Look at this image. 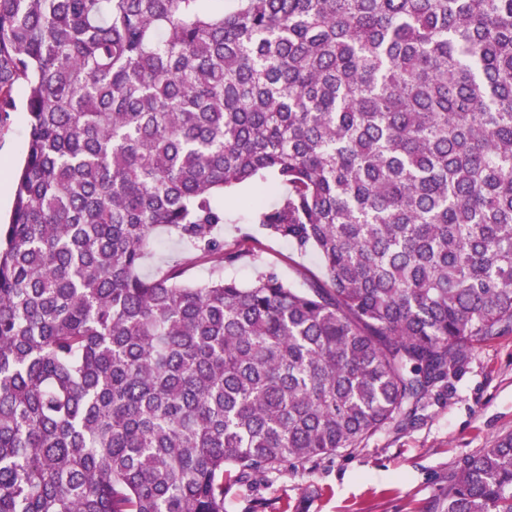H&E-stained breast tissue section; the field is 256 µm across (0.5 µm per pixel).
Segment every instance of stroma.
Here are the masks:
<instances>
[{
    "instance_id": "obj_1",
    "label": "stroma",
    "mask_w": 512,
    "mask_h": 512,
    "mask_svg": "<svg viewBox=\"0 0 512 512\" xmlns=\"http://www.w3.org/2000/svg\"><path fill=\"white\" fill-rule=\"evenodd\" d=\"M28 126L23 111L0 121V216L12 205V169L23 157ZM250 191L241 186L220 197L224 237L248 252L247 262L224 268L227 278L252 283L263 271L304 288L323 276L317 257L266 235L255 215L240 207ZM145 267L154 273L181 261L197 283L209 275L172 240L152 236ZM512 432V335L475 345L463 372L449 382L447 397L431 401L423 420L384 430L361 448L324 456L304 465H286L254 486L227 496V512H435L448 491V478L460 460Z\"/></svg>"
}]
</instances>
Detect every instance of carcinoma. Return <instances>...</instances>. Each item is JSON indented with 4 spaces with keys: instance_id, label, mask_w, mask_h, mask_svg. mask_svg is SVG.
<instances>
[{
    "instance_id": "cac0c4a2",
    "label": "carcinoma",
    "mask_w": 512,
    "mask_h": 512,
    "mask_svg": "<svg viewBox=\"0 0 512 512\" xmlns=\"http://www.w3.org/2000/svg\"><path fill=\"white\" fill-rule=\"evenodd\" d=\"M224 2L0 0V512H226L512 334V0ZM246 183L325 283L224 278ZM160 227L207 282L141 273ZM440 508L512 512V433ZM13 95L17 103V111L9 112L7 119L4 117L3 122H0V215L2 221L8 217L11 209L12 169L24 156L28 133L26 115L22 110L24 89L17 86Z\"/></svg>"
}]
</instances>
